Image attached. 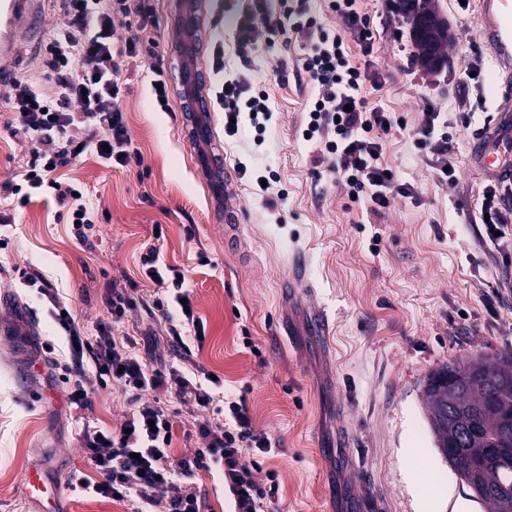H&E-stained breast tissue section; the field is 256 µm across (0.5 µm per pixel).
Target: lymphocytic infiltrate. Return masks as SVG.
Wrapping results in <instances>:
<instances>
[{
  "label": "lymphocytic infiltrate",
  "mask_w": 512,
  "mask_h": 512,
  "mask_svg": "<svg viewBox=\"0 0 512 512\" xmlns=\"http://www.w3.org/2000/svg\"><path fill=\"white\" fill-rule=\"evenodd\" d=\"M356 2L328 0L330 12L345 29L339 35L311 15L307 0H279L275 11L268 0H248L236 17L235 47L245 62L259 52L260 34L292 35L300 40L305 51L302 69L316 88L305 108L302 137L321 142L318 164L335 176L347 194L364 195L370 211L377 213L395 199L413 197L414 189L381 161L385 137L389 127L397 125V117L368 106L360 95L365 83L377 87L382 79L373 60V31ZM58 4L62 22L44 46L42 73L35 80L18 79L12 86L8 127L27 149L22 175L30 196L51 198L81 226L93 223L94 213L76 185L57 180L55 171L87 156L113 168L140 162L117 105L123 64L130 59L148 61L157 83L162 85L166 78L155 63L160 42L152 0H58ZM348 36L361 47L362 64H355L347 51L344 39ZM212 55L213 71L221 76L213 89V102L226 117L225 133L235 136L245 123L255 132H264L273 118L268 92L245 75L224 76L223 44H214ZM422 113L415 143L430 154L438 178L454 182L448 137L435 132L440 111L426 100ZM486 192L479 212L487 217V237H511L512 199L496 186L487 187ZM142 266L147 279L174 287L171 302L176 312L166 320L167 336L182 345L189 334L204 333L202 320L187 301L184 275L170 272L154 248L143 255ZM19 278L50 304L57 332L67 342L68 358H55L53 365L69 386L70 406L90 405L91 389L83 380L88 372L100 386L117 388L129 406L121 429H84V457L102 477L98 483H83L84 495L120 498L132 504L133 512H202L196 485L199 472L205 471L223 477L232 512H267L279 496L280 485L275 481L260 485L255 475L272 453V442L254 426L244 403H230V417L224 424L199 422L203 447L172 459L170 445L180 407L214 409L222 382L190 376L174 365L147 366L139 346L155 341L153 332L139 338L115 335V324L138 306V296L113 291L111 322L100 324L95 335L87 336L67 315L58 292L48 288L37 271L22 270Z\"/></svg>",
  "instance_id": "lymphocytic-infiltrate-1"
}]
</instances>
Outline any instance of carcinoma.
Segmentation results:
<instances>
[{
	"label": "carcinoma",
	"instance_id": "carcinoma-1",
	"mask_svg": "<svg viewBox=\"0 0 512 512\" xmlns=\"http://www.w3.org/2000/svg\"><path fill=\"white\" fill-rule=\"evenodd\" d=\"M424 395L441 454L469 489L481 485L490 512H512V452L480 463L488 448L512 449V356L450 362L428 378Z\"/></svg>",
	"mask_w": 512,
	"mask_h": 512
}]
</instances>
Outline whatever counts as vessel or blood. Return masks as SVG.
I'll list each match as a JSON object with an SVG mask.
<instances>
[{"instance_id": "vessel-or-blood-1", "label": "vessel or blood", "mask_w": 512, "mask_h": 512, "mask_svg": "<svg viewBox=\"0 0 512 512\" xmlns=\"http://www.w3.org/2000/svg\"><path fill=\"white\" fill-rule=\"evenodd\" d=\"M480 37L493 56L491 75L498 114L512 112V0H477ZM42 0H0V89L12 87L18 75L22 43L38 45Z\"/></svg>"}]
</instances>
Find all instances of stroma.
<instances>
[{
    "label": "stroma",
    "mask_w": 512,
    "mask_h": 512,
    "mask_svg": "<svg viewBox=\"0 0 512 512\" xmlns=\"http://www.w3.org/2000/svg\"><path fill=\"white\" fill-rule=\"evenodd\" d=\"M245 0H199L195 65L212 66L206 47L224 44V66L243 71L270 93L273 119L263 134L243 128L224 134V114H212V155L232 178V195L211 194L196 167L191 115L182 95L183 57L170 0H155L158 63L169 83V111L156 108L151 65L130 61L128 89L119 100L141 164L109 168L83 158L63 168L82 185L97 222L77 233L52 202L18 206L7 185L21 183L25 150L6 128L9 107L0 91V204L13 206L14 224L1 228L0 268L41 273L71 305L85 333L109 321L113 289L136 288L145 300L116 335L163 329L160 292L142 274L141 256L160 259L186 278L192 307L206 326L202 345L184 349L161 341L145 352L224 382V400H244L255 426L276 452L257 473L280 481L270 512H487L440 455L423 396L440 365L472 357L492 361L512 354V294L496 288L512 276V239L490 242L479 219L482 194L498 174L486 75L493 66L481 42L475 11L459 0H433L448 25V61L434 74L409 62L403 49L380 48L375 62L385 81L365 87L369 105L395 113L404 124L389 132L382 161L415 194L389 209L369 212L349 199L315 164L316 148L301 136L303 108L314 88L301 69L297 40L275 37L243 63L235 54L234 17ZM478 69V79L464 76ZM442 110L439 132L457 182H440L408 135L422 121L421 101ZM470 116L469 128L458 122ZM247 173H240V165ZM272 175L268 191L255 176ZM307 271L308 289H286L293 262ZM327 315L332 345L309 332L313 310ZM47 304L19 281L0 280V512H37L22 492L28 469L40 467L58 484L63 512H131L132 505L90 498L69 479L87 467L83 425L116 429L128 405L112 388L87 384L92 404L67 406L68 388L49 380V366L33 353L36 338H53ZM347 435L341 454L336 440Z\"/></svg>",
    "instance_id": "1"
}]
</instances>
